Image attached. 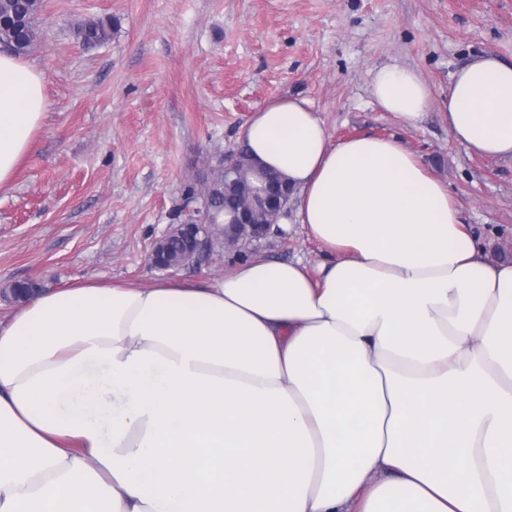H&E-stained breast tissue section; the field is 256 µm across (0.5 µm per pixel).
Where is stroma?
Returning a JSON list of instances; mask_svg holds the SVG:
<instances>
[{"mask_svg":"<svg viewBox=\"0 0 512 512\" xmlns=\"http://www.w3.org/2000/svg\"><path fill=\"white\" fill-rule=\"evenodd\" d=\"M112 22L94 48L73 27ZM28 60L48 108L0 187V286L164 279L151 249L189 206L203 160L237 150L267 100L300 96L334 141L391 137L447 183L489 258L512 260V159L469 155L448 132V84L475 53L512 57V0H43ZM416 69L433 103L414 122L370 95L376 69ZM250 256L316 267L301 225Z\"/></svg>","mask_w":512,"mask_h":512,"instance_id":"1","label":"stroma"}]
</instances>
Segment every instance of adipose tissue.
<instances>
[{
  "instance_id": "obj_1",
  "label": "adipose tissue",
  "mask_w": 512,
  "mask_h": 512,
  "mask_svg": "<svg viewBox=\"0 0 512 512\" xmlns=\"http://www.w3.org/2000/svg\"><path fill=\"white\" fill-rule=\"evenodd\" d=\"M371 95L409 122L432 102L396 65ZM46 109L43 71L0 53V187ZM448 131L512 158V61L454 73ZM241 141L330 261L22 305L0 324V512H512V262L418 155L333 142L306 99Z\"/></svg>"
}]
</instances>
